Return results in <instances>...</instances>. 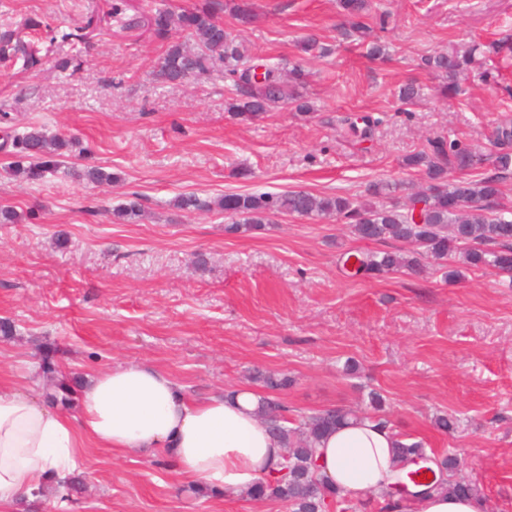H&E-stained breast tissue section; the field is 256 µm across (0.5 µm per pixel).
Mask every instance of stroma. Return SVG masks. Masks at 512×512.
<instances>
[{"label": "stroma", "mask_w": 512, "mask_h": 512, "mask_svg": "<svg viewBox=\"0 0 512 512\" xmlns=\"http://www.w3.org/2000/svg\"><path fill=\"white\" fill-rule=\"evenodd\" d=\"M192 0H0V25L40 17L57 37L40 68L0 70V206L26 213L0 224V379L43 396L51 377L147 364L194 397L244 386L259 374L289 380L274 397L301 419L332 407L366 408L380 393L394 436L457 455L462 477L482 489L487 512H512V287L486 267L432 261L420 273L347 277L349 251L392 241L357 237L346 219L281 214L247 236L225 234L215 211L171 207L182 193L283 192L361 195L369 182L425 188L404 158L428 138L476 148V179L493 170L492 132L512 121V59L487 54L443 97L422 60L444 49L512 43V0H369L387 58L372 59L341 34L338 0H254L257 20L237 34L247 57L309 73L315 110L275 108L250 123L224 110V74L178 86L154 71L163 47L126 16ZM100 17L78 51L64 35ZM315 35L324 55L297 43ZM422 87L418 103L397 97ZM383 122L369 142L347 118ZM43 126L79 140L118 181L109 186L52 177L36 184L8 171L5 128ZM138 198L143 213L116 222L113 209ZM457 421L454 433L435 419ZM83 488L52 484L31 512H291L282 501L203 497L178 481L162 454L89 448L74 472Z\"/></svg>", "instance_id": "35a3bbf8"}]
</instances>
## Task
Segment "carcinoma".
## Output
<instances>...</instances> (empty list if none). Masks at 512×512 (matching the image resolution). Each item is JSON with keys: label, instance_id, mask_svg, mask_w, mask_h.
Segmentation results:
<instances>
[{"label": "carcinoma", "instance_id": "carcinoma-1", "mask_svg": "<svg viewBox=\"0 0 512 512\" xmlns=\"http://www.w3.org/2000/svg\"><path fill=\"white\" fill-rule=\"evenodd\" d=\"M240 26H247L256 18L253 0H236L228 7L223 0H197L176 13L167 7H157L143 20L131 19L125 27L140 24L147 27L155 39L165 45L158 62L156 75L165 83L180 85L191 77L208 73L215 67L224 69V78L230 81L229 95L224 109L242 122L254 121L279 105H289L307 115L314 105L302 89L308 84V73L295 66L283 78L278 67L262 64L263 79L251 81L257 64L246 65L241 44L224 27L220 14L224 8ZM339 9L348 19L349 32L366 43L367 55L373 59L386 56L380 41L369 39L370 26L365 22L368 0H339ZM50 25L27 19L20 26L0 28V65L14 66L22 62L23 69L31 70L43 63L41 55L42 31ZM183 34L195 41L191 48L177 35ZM472 51L461 53L440 51L424 59L426 68L444 79L442 91L457 95L461 88L458 78L469 71ZM496 152L493 159L495 174L480 179L453 178L454 172H464L475 166L480 158L468 147L445 137L427 140V145L404 158L408 169L422 170L429 181V194L419 216H414L418 200L407 196L403 205L384 203V199L403 190L400 183L376 182L368 186L361 200L343 195H317L309 191L232 192L213 199H202L193 193L177 196L173 207L181 212L218 211L231 220L225 225L228 234H247L261 229L276 214H289L317 218H345L355 235L364 240L387 239L408 242L415 249L402 252H347L343 255V268L350 277L365 274L380 275L398 269L416 271L424 257L446 259L457 252L473 266H491L512 277V219L497 213L501 196V183L512 174V125L503 124L494 132ZM17 160L12 163L14 173L27 181L41 182L62 165L63 149L73 148L79 142L66 137L52 138L38 126H29L23 133L13 135ZM66 174L73 180L87 184H112L118 181L105 168L86 164L81 168H68ZM141 204L134 197L114 210L121 220L133 221L140 216ZM51 403L66 407L73 401V390L63 380L51 385L48 393ZM382 396L370 394L373 412L356 414L342 407L314 412L293 424L285 416L282 404L269 397L260 399V414L274 435L282 442L288 461H280L264 475L249 493L254 500H280L290 504L292 512H325L326 501L338 504L348 502L339 492L323 481L318 473L315 445L320 436L350 419L361 416L381 424L386 423L377 410ZM399 463L422 460V465L407 472L409 478L398 479L388 487L382 497H417L445 490L458 496L479 495L480 487L456 476L458 458L446 454L428 453L420 442L395 443ZM437 466L440 479L431 482L415 478L421 470ZM288 473H282L283 469Z\"/></svg>", "mask_w": 512, "mask_h": 512}]
</instances>
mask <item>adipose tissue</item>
I'll list each match as a JSON object with an SVG mask.
<instances>
[{
	"label": "adipose tissue",
	"mask_w": 512,
	"mask_h": 512,
	"mask_svg": "<svg viewBox=\"0 0 512 512\" xmlns=\"http://www.w3.org/2000/svg\"><path fill=\"white\" fill-rule=\"evenodd\" d=\"M257 406L246 388L190 397L166 371L144 364L86 375L75 417L0 380V512L40 497L91 445L158 451L181 479L227 497L248 493L283 454ZM394 446L390 427L367 419L340 427L319 446V473L348 498L384 492L398 474Z\"/></svg>",
	"instance_id": "adipose-tissue-1"
}]
</instances>
